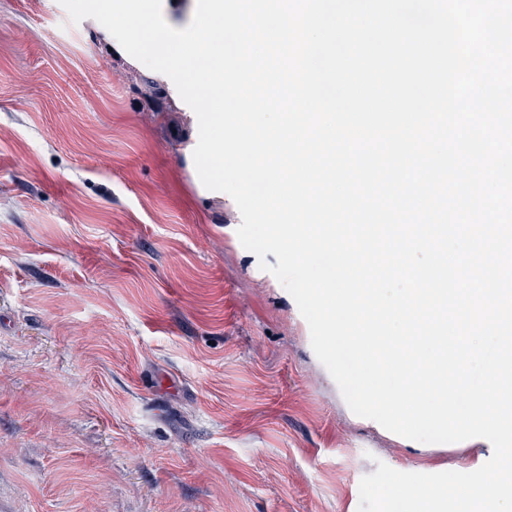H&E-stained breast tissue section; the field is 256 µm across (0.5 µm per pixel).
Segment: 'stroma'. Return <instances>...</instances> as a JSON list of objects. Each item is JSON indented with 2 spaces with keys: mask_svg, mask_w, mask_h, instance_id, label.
I'll return each mask as SVG.
<instances>
[{
  "mask_svg": "<svg viewBox=\"0 0 512 512\" xmlns=\"http://www.w3.org/2000/svg\"><path fill=\"white\" fill-rule=\"evenodd\" d=\"M197 125L96 20L0 0V512H358L378 463L478 469L350 410Z\"/></svg>",
  "mask_w": 512,
  "mask_h": 512,
  "instance_id": "obj_1",
  "label": "stroma"
}]
</instances>
